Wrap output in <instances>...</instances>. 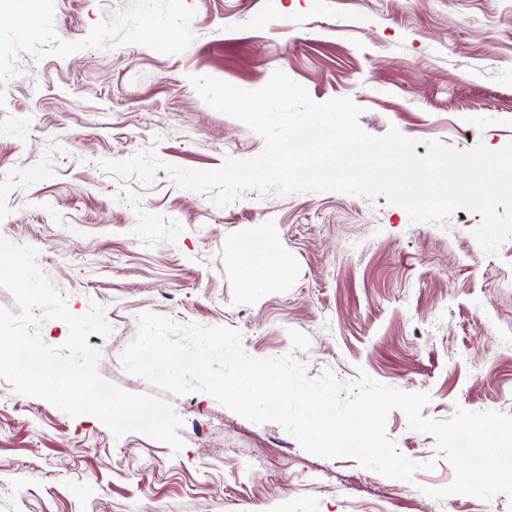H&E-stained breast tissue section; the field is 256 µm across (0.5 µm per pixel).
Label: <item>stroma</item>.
I'll return each instance as SVG.
<instances>
[{"mask_svg":"<svg viewBox=\"0 0 512 512\" xmlns=\"http://www.w3.org/2000/svg\"><path fill=\"white\" fill-rule=\"evenodd\" d=\"M0 11V236L38 264L75 315L99 305L98 373L163 396L181 451L114 437L0 378V512H512L428 496L455 473L402 411L388 437L433 461L412 481L304 451L276 422L253 423L196 392H160L121 354L151 312L223 325L258 359L293 355L316 379L369 376L456 408L512 414V240L485 254L479 214L411 223L385 197L255 189L224 208L178 187L166 166L214 170L259 156L263 139L210 108L190 78L255 90L284 71L324 102L348 97L372 136L397 128L461 150L512 144V0H28ZM166 22L169 40L147 32ZM154 151L151 183L102 169ZM282 257L263 293L240 256L255 238Z\"/></svg>","mask_w":512,"mask_h":512,"instance_id":"obj_1","label":"stroma"}]
</instances>
